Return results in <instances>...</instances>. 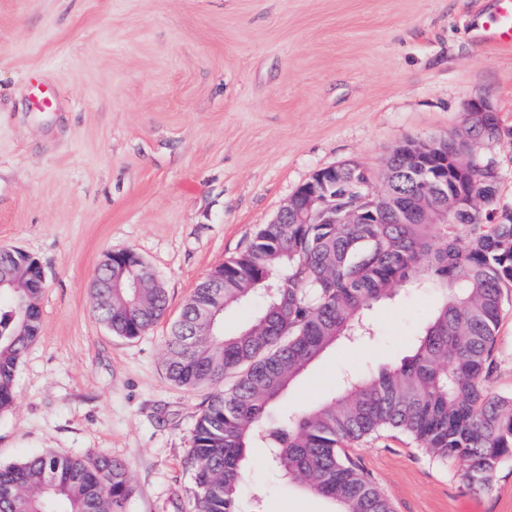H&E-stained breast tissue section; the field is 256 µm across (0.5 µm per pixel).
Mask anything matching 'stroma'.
<instances>
[{
  "mask_svg": "<svg viewBox=\"0 0 512 512\" xmlns=\"http://www.w3.org/2000/svg\"><path fill=\"white\" fill-rule=\"evenodd\" d=\"M487 0H0V246L37 257L41 331L0 411V466L53 453L122 460L123 512H193L188 469L208 389L164 374V339L197 284L241 252L319 169L382 172L411 138L462 132L490 101L496 138L472 140L512 209V46L480 42ZM57 99L39 107L33 83ZM130 249L168 294L136 339L94 311L106 253ZM432 290L374 306L373 342L326 352L279 406L325 399L342 374L407 354ZM486 384L512 395V296ZM348 453L394 512H512V460L490 493L387 432ZM259 512H333L249 451Z\"/></svg>",
  "mask_w": 512,
  "mask_h": 512,
  "instance_id": "1",
  "label": "stroma"
}]
</instances>
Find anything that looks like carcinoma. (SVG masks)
I'll use <instances>...</instances> for the list:
<instances>
[{
    "instance_id": "cac0c4a2",
    "label": "carcinoma",
    "mask_w": 512,
    "mask_h": 512,
    "mask_svg": "<svg viewBox=\"0 0 512 512\" xmlns=\"http://www.w3.org/2000/svg\"><path fill=\"white\" fill-rule=\"evenodd\" d=\"M336 170L328 212L371 207L374 223L303 224L290 211L265 224L239 254L214 270L224 288L203 279L165 340L166 377L184 389L211 385L188 459L195 512H256L243 497L250 448L270 449L286 484H297L338 512H393L346 448L383 432L407 436L432 457L464 463V477L489 493L512 458V397L487 392L504 304L512 288V210L498 204L499 174L471 160L448 194L483 199L473 215L432 224L431 189L407 187L387 168V194L367 198L366 176L352 161ZM0 411L14 400V372L41 329L38 272L17 253H0ZM150 268L126 271L105 298L100 320L116 336L138 338L164 317L165 289L128 288ZM419 288L438 291L412 352L376 375L352 373L315 405L276 411L274 404L311 363L341 341L374 335L368 310ZM255 300L248 324L224 333L227 309ZM232 379L224 386L225 379ZM133 493L124 462L37 455L0 468V512H123Z\"/></svg>"
}]
</instances>
